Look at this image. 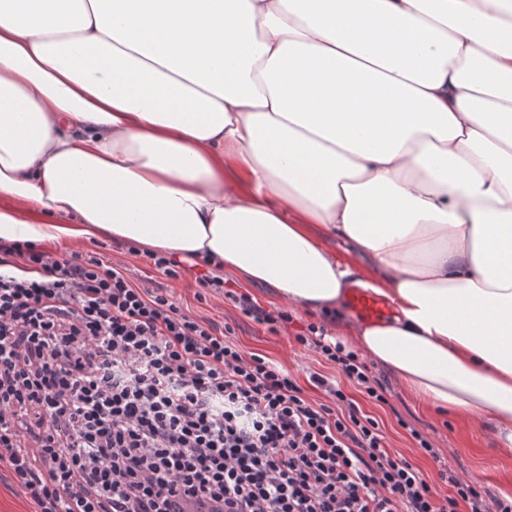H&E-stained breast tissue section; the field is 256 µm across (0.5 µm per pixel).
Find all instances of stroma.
Segmentation results:
<instances>
[{"label":"stroma","instance_id":"stroma-1","mask_svg":"<svg viewBox=\"0 0 512 512\" xmlns=\"http://www.w3.org/2000/svg\"><path fill=\"white\" fill-rule=\"evenodd\" d=\"M45 247L56 254L73 249H95L104 253L112 264L123 267L134 283L164 289L194 316L210 320L220 328L230 327L234 339L245 352L265 356L288 370L299 383H306L307 374L311 371L331 378L336 375L332 365L296 342V334L311 321L310 316L301 311H294L288 325L274 333L224 297L210 296L203 301L197 300L198 287L192 268H181L178 277H168L151 268L146 257L130 254L126 244L106 237L74 243L49 241ZM375 375L385 387L386 404L379 406L363 399L359 405L378 420L391 453L420 468L428 475L432 487H440L438 464L416 447L408 433L409 428H416L429 436L433 446L443 453L449 467L456 473L496 495L512 496V451H502L488 429L450 414L442 416L425 409L406 395L385 370L376 369Z\"/></svg>","mask_w":512,"mask_h":512}]
</instances>
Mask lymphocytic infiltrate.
I'll use <instances>...</instances> for the list:
<instances>
[{
    "mask_svg": "<svg viewBox=\"0 0 512 512\" xmlns=\"http://www.w3.org/2000/svg\"><path fill=\"white\" fill-rule=\"evenodd\" d=\"M196 282L259 323L290 319L215 267ZM296 340L338 381L300 385L100 252L1 239L0 465L35 512H512L445 465L434 493L345 392L386 404L370 366L323 325Z\"/></svg>",
    "mask_w": 512,
    "mask_h": 512,
    "instance_id": "1",
    "label": "lymphocytic infiltrate"
}]
</instances>
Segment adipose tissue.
<instances>
[{
  "mask_svg": "<svg viewBox=\"0 0 512 512\" xmlns=\"http://www.w3.org/2000/svg\"><path fill=\"white\" fill-rule=\"evenodd\" d=\"M97 235L334 318L512 450V0H0V238ZM348 299L352 307L359 312L363 317L367 319H378L377 322L389 319L392 310L388 303L385 302L383 305L382 300L374 295H370L361 289H352L349 292ZM386 306V307H385ZM386 313V314H385ZM344 314L351 320H357L359 322H369L365 318L357 315L350 307L346 304V310ZM385 314V316H383ZM383 316V317H382ZM381 317V318H380Z\"/></svg>",
  "mask_w": 512,
  "mask_h": 512,
  "instance_id": "1",
  "label": "adipose tissue"
}]
</instances>
